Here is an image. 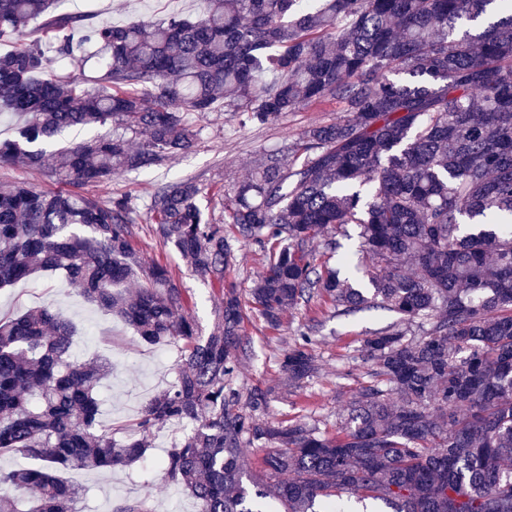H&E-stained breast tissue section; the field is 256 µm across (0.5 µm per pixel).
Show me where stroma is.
Segmentation results:
<instances>
[{
    "mask_svg": "<svg viewBox=\"0 0 512 512\" xmlns=\"http://www.w3.org/2000/svg\"><path fill=\"white\" fill-rule=\"evenodd\" d=\"M203 8V0H59L55 11L74 17L86 15L91 23L103 25L159 20L174 13L194 17ZM339 116L332 102L285 113L260 127L241 126L237 117L221 110L196 112L187 117L195 135V145L188 154L146 171L115 175L109 185H90L86 191L104 202L116 195L132 198L141 216L131 239L133 248L146 263L168 267L182 289L186 308L208 332L217 321L223 293L217 284L195 272L177 251L160 245L154 238L149 213L153 189L176 179H194L203 188L200 207L216 222H227L235 184L249 174L263 153L284 150L287 164H294L288 147L309 127L335 122ZM265 264L257 246L235 245L226 280L236 286L241 298H248L253 281ZM40 306L53 308L76 326V360L116 361V368L104 381L106 401L99 411L98 424L111 430L116 440H124L125 428L138 419L148 393L175 383L181 342L145 345L122 319L88 303L59 274L0 288V318ZM399 321L398 314L383 308L344 315L324 298L288 309L275 328L257 310L246 309L242 334L249 355L239 368L236 385L244 391L255 387L270 390L260 420L286 425L300 421L317 427L322 435L335 436L342 409L369 382L368 366L361 353L364 339ZM301 339L306 340L317 361L319 374L301 387L292 388L280 368V359ZM179 437L178 430L164 428L153 437L151 454L126 470L67 471L66 479L82 491L76 505L78 512H112L123 500L142 498L148 499L153 512H197L195 499L184 487L162 478L161 459Z\"/></svg>",
    "mask_w": 512,
    "mask_h": 512,
    "instance_id": "stroma-1",
    "label": "stroma"
}]
</instances>
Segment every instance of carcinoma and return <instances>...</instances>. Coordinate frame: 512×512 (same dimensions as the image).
I'll list each match as a JSON object with an SVG mask.
<instances>
[{"mask_svg":"<svg viewBox=\"0 0 512 512\" xmlns=\"http://www.w3.org/2000/svg\"><path fill=\"white\" fill-rule=\"evenodd\" d=\"M497 0H205L194 19L81 26L55 0H0V39L29 22L92 45L104 78L46 73L21 44L0 55V109L25 117L0 162L37 168L57 188L0 190V288L62 272L82 296L117 315L141 341L184 343L176 384L154 393L122 444L97 428V389L111 363L72 360L74 327L48 307L0 318V512H76L63 471L119 470L143 458L154 430L178 425L162 462L198 512H512V0L476 34L457 33ZM334 101L346 117L307 129L301 159L265 153L234 188L238 239L266 255L250 296L266 322L327 297L350 313L383 307L425 326L414 340L392 327L362 345L372 382L345 409L334 437L302 422H262L269 392L235 387L247 357L243 306L225 282L233 248L198 204L193 179L157 186L152 232L222 287L217 323L203 335L168 268L144 266L131 246L128 196L81 191L189 152L190 112L221 105L243 125ZM112 122V135L75 143L45 166L34 145L65 128ZM360 226L357 288L314 264L324 230ZM288 384L319 372L304 345L282 361ZM272 449L260 468L244 449Z\"/></svg>","mask_w":512,"mask_h":512,"instance_id":"cac0c4a2","label":"carcinoma"}]
</instances>
